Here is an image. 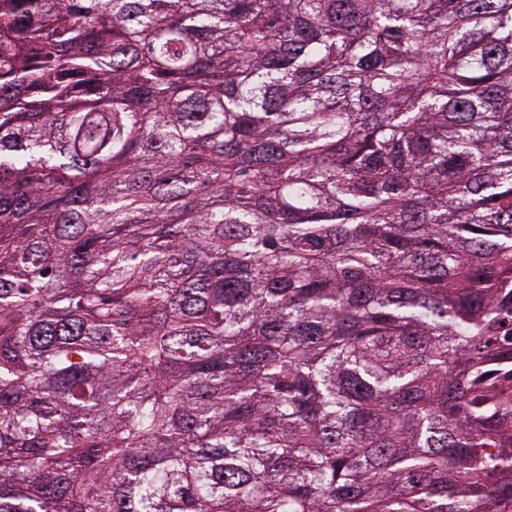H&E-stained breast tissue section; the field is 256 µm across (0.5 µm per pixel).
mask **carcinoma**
<instances>
[{
    "label": "carcinoma",
    "mask_w": 512,
    "mask_h": 512,
    "mask_svg": "<svg viewBox=\"0 0 512 512\" xmlns=\"http://www.w3.org/2000/svg\"><path fill=\"white\" fill-rule=\"evenodd\" d=\"M512 0H0V512H503Z\"/></svg>",
    "instance_id": "1"
}]
</instances>
